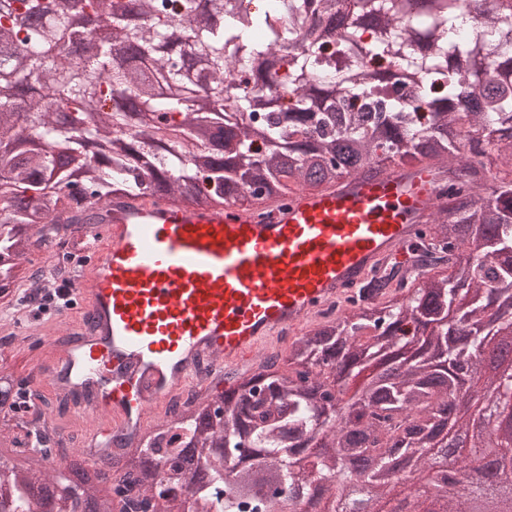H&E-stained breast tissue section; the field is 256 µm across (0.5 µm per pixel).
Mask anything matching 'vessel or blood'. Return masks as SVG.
Segmentation results:
<instances>
[{
    "instance_id": "b4317fda",
    "label": "vessel or blood",
    "mask_w": 512,
    "mask_h": 512,
    "mask_svg": "<svg viewBox=\"0 0 512 512\" xmlns=\"http://www.w3.org/2000/svg\"><path fill=\"white\" fill-rule=\"evenodd\" d=\"M435 166H395L301 190L263 213L186 208L157 197L91 205L85 264L60 312L52 389L93 413L90 449L138 428L188 382L251 365L411 254L435 205Z\"/></svg>"
}]
</instances>
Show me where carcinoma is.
Instances as JSON below:
<instances>
[{"label": "carcinoma", "instance_id": "obj_1", "mask_svg": "<svg viewBox=\"0 0 512 512\" xmlns=\"http://www.w3.org/2000/svg\"><path fill=\"white\" fill-rule=\"evenodd\" d=\"M100 29L78 30L70 0H0V291L15 269L60 233L91 223L87 202L151 193L198 206L212 199L264 207L294 188L330 187L395 163L428 162L443 173L429 224L436 243L417 256L421 278L398 273L347 300L279 356L219 394L192 392L152 427L139 453L112 439L123 507L182 512L192 494L218 512H284L270 475L293 488L320 481L336 496L351 483L380 505L394 490L391 448L419 470L453 415L479 390L460 372L499 338L496 296L512 299V8L487 0H87ZM138 62L113 65L112 48ZM26 112L46 147L31 153L7 115ZM505 166L504 175L492 166ZM415 327L414 333L405 326ZM332 361V384L310 380ZM32 401V419L0 428V440L27 457L0 471V512H45L30 494L54 478L67 449L51 428L53 408L36 389H0ZM222 402L224 418L187 420ZM216 477L196 481L185 465ZM258 454L261 470L247 465ZM365 459L353 470L347 463ZM168 471L159 482L157 463ZM235 483L221 482L230 464ZM469 464L448 480L450 503Z\"/></svg>", "mask_w": 512, "mask_h": 512}]
</instances>
